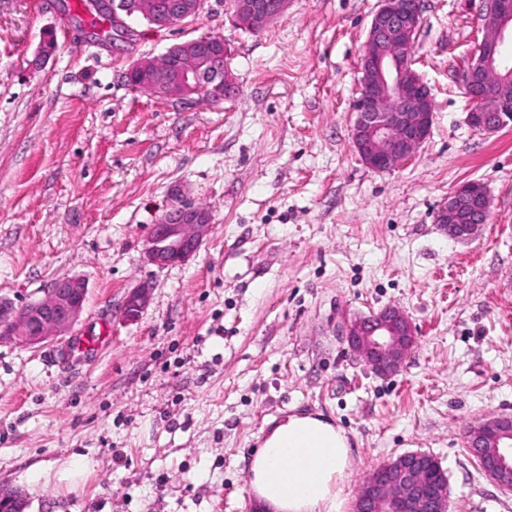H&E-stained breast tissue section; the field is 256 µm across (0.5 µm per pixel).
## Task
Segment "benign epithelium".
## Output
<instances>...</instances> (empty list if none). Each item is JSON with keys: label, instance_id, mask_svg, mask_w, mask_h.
<instances>
[{"label": "benign epithelium", "instance_id": "7a95c632", "mask_svg": "<svg viewBox=\"0 0 512 512\" xmlns=\"http://www.w3.org/2000/svg\"><path fill=\"white\" fill-rule=\"evenodd\" d=\"M287 0H234L233 21L255 33L265 31L285 11ZM203 0H114L112 49L124 50L136 30L126 15L138 14L167 28L182 26L201 12ZM421 0H380L366 33L360 59V91L355 103L352 140L360 160L385 171L408 162L426 141L433 121L432 96L413 68L412 48L421 26ZM512 36V0H485L483 36L466 70L465 94L472 107L468 122L475 130L495 133L512 124V64L502 61L500 46ZM230 49L219 35L194 38L184 47L186 63L169 59L134 61L126 74L136 72L149 81L153 94L188 101L202 89L217 100L234 93L231 73L219 68ZM496 90L488 91L489 85ZM490 195L483 183L466 182L435 211L434 223L455 240L473 237L487 220ZM212 227V213L174 195L145 244L149 263L167 267L189 260ZM87 286L76 277L54 281L44 296L15 305L0 300V342L33 346L52 336H65L84 309ZM151 300L149 285L128 292L122 316L134 321ZM409 316L388 306L348 320L342 330L349 350L373 373L391 375L401 368L415 342ZM477 466L500 488L512 474V417L494 416L467 443ZM440 463L430 453L401 454L375 468L364 481L355 512H450L448 479L438 476ZM25 499L0 487V512H25Z\"/></svg>", "mask_w": 512, "mask_h": 512}]
</instances>
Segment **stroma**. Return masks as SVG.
Masks as SVG:
<instances>
[{
    "instance_id": "1",
    "label": "stroma",
    "mask_w": 512,
    "mask_h": 512,
    "mask_svg": "<svg viewBox=\"0 0 512 512\" xmlns=\"http://www.w3.org/2000/svg\"><path fill=\"white\" fill-rule=\"evenodd\" d=\"M71 2L0 0V297L26 304L63 277L88 289L70 336L0 342V486L26 512H257L250 457L273 421L306 412L350 440L344 512L373 469L417 450L446 471L450 512H512L466 447L471 427L512 416V127L476 132L464 89L481 0H421L412 55L432 129L386 171L352 142L379 0H288L258 34L231 0H205L178 28L136 22L122 52ZM47 33L55 52L33 68ZM205 34L232 50L224 102L127 85L136 59ZM467 181L491 205L461 242L433 215ZM175 187L213 227L159 268L145 241ZM141 282L151 302L125 321ZM387 306L416 336L379 377L337 327ZM93 330L95 358H49Z\"/></svg>"
}]
</instances>
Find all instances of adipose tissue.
Wrapping results in <instances>:
<instances>
[{
	"instance_id": "adipose-tissue-1",
	"label": "adipose tissue",
	"mask_w": 512,
	"mask_h": 512,
	"mask_svg": "<svg viewBox=\"0 0 512 512\" xmlns=\"http://www.w3.org/2000/svg\"><path fill=\"white\" fill-rule=\"evenodd\" d=\"M351 452L339 426L319 415H289L253 455L248 491L269 512H341Z\"/></svg>"
}]
</instances>
